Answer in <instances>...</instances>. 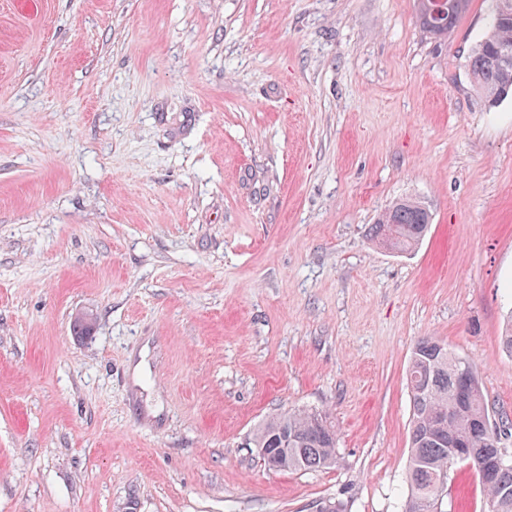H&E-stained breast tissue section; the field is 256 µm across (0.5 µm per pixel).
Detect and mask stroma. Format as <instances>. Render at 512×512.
<instances>
[{
  "label": "stroma",
  "mask_w": 512,
  "mask_h": 512,
  "mask_svg": "<svg viewBox=\"0 0 512 512\" xmlns=\"http://www.w3.org/2000/svg\"><path fill=\"white\" fill-rule=\"evenodd\" d=\"M492 0H0V512H402L423 337L512 420V98ZM429 231L370 239L402 198ZM91 316V335L73 331ZM329 413L279 472L270 416ZM446 512H486L467 465ZM446 4V16L437 14L438 2ZM469 0H417L416 15L420 25L428 32L439 37H448L454 30L458 19L467 11ZM489 31L468 60L469 75L490 104L512 95V0H493ZM431 216L418 200L405 198L386 209L372 228V239L394 253L414 250L428 231ZM393 225V234L386 236L385 227ZM336 426L325 412L298 409L267 420L253 436L265 463L280 471H315L335 458Z\"/></svg>",
  "instance_id": "stroma-1"
}]
</instances>
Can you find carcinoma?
<instances>
[{"instance_id":"obj_1","label":"carcinoma","mask_w":512,"mask_h":512,"mask_svg":"<svg viewBox=\"0 0 512 512\" xmlns=\"http://www.w3.org/2000/svg\"><path fill=\"white\" fill-rule=\"evenodd\" d=\"M489 31L468 60L469 75L491 104L512 95V0H494ZM469 0H417L416 15L428 32L448 36L467 11ZM431 216L418 200L405 198L386 209L372 228V239L394 253L414 250ZM412 419L408 495L402 512H444L438 479L448 474L453 455L473 471L501 454V438L485 428L489 415L482 387L470 361L434 337L419 340L407 372ZM338 436L328 414L298 409L267 420L253 436L265 449V463L280 471H315L330 466ZM487 512H512V459L479 478Z\"/></svg>"}]
</instances>
